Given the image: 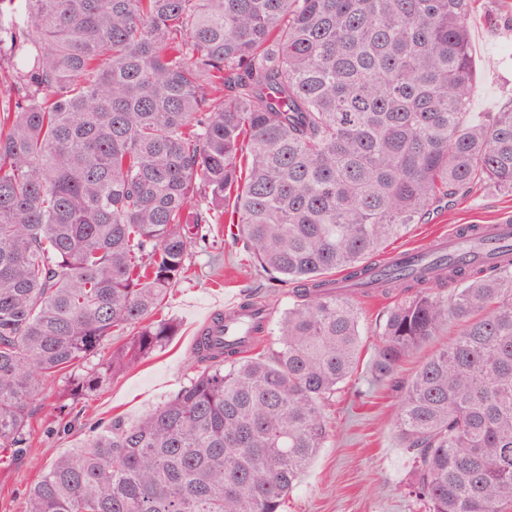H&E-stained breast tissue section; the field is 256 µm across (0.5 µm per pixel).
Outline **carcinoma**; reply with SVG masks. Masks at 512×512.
Wrapping results in <instances>:
<instances>
[{
  "label": "carcinoma",
  "instance_id": "carcinoma-1",
  "mask_svg": "<svg viewBox=\"0 0 512 512\" xmlns=\"http://www.w3.org/2000/svg\"><path fill=\"white\" fill-rule=\"evenodd\" d=\"M474 4L0 0V463L31 453L45 385L87 396L176 335L156 314L227 206L296 285L266 348L201 330L189 382L55 459L24 512H284L360 300L390 295L369 384L399 394L413 509L512 512V248L374 259L436 203L512 193V104L468 119Z\"/></svg>",
  "mask_w": 512,
  "mask_h": 512
}]
</instances>
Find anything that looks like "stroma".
Listing matches in <instances>:
<instances>
[{"label": "stroma", "mask_w": 512, "mask_h": 512, "mask_svg": "<svg viewBox=\"0 0 512 512\" xmlns=\"http://www.w3.org/2000/svg\"><path fill=\"white\" fill-rule=\"evenodd\" d=\"M469 28L477 62L470 117L477 120L512 101V0H477ZM509 216L512 194L480 188L457 197L453 205L434 207L424 223L410 225L403 237L387 242L382 253L426 248L439 234L466 224H496ZM211 235L214 244L196 248L188 271L163 302L161 316L178 326L165 347L78 402L62 404L60 380L35 397L30 455L0 465V512H24L25 493L38 480L42 466L110 429L113 420L136 422L185 385L194 374L195 333L222 302L264 292L274 315L287 310L291 301L287 288L268 293L267 275L258 270L227 225H213ZM384 306L379 299L361 304L365 329L358 368L326 411L333 437L290 494L287 512H412L405 493L408 457L393 426L396 400L388 390L368 387L373 332ZM359 390L367 393L362 406L354 403Z\"/></svg>", "instance_id": "1"}]
</instances>
